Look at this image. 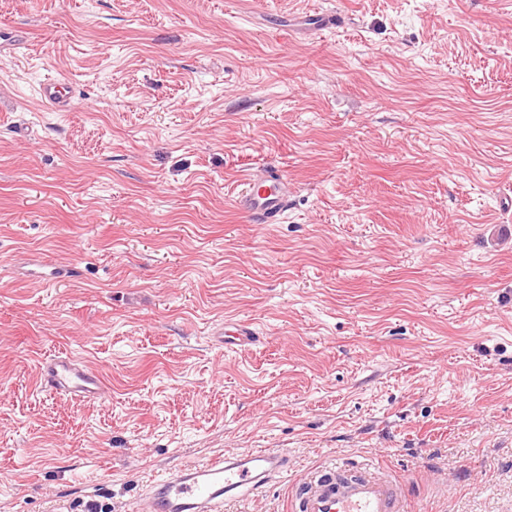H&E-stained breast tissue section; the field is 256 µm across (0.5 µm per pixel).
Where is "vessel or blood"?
<instances>
[{"label": "vessel or blood", "instance_id": "obj_1", "mask_svg": "<svg viewBox=\"0 0 512 512\" xmlns=\"http://www.w3.org/2000/svg\"><path fill=\"white\" fill-rule=\"evenodd\" d=\"M40 96L62 108L70 104L73 90L67 83L51 80L41 86ZM292 192L286 179L265 170L246 175L235 206L254 223L276 224L287 210ZM218 334L224 344L240 348L257 342L255 329L247 323L224 325ZM36 388L49 395L82 400H99L107 393L102 374L67 353L41 362ZM287 468V456L279 449L221 453L151 481L140 496L138 512H223L226 503L263 491L280 480ZM291 512H404V507L391 481L368 472L332 467L305 481L291 500Z\"/></svg>", "mask_w": 512, "mask_h": 512}]
</instances>
